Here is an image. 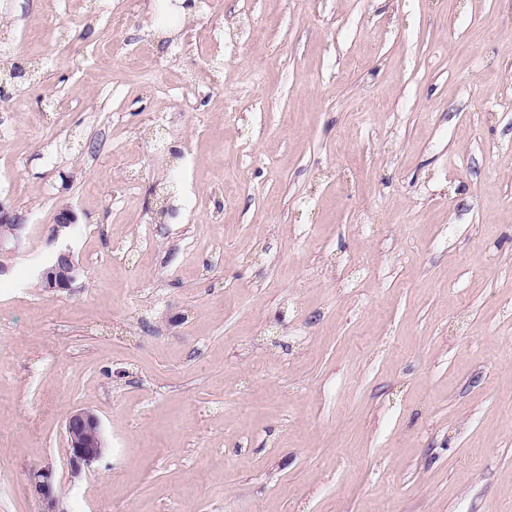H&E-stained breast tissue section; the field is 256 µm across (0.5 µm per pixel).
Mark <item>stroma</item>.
<instances>
[{"label":"stroma","mask_w":512,"mask_h":512,"mask_svg":"<svg viewBox=\"0 0 512 512\" xmlns=\"http://www.w3.org/2000/svg\"><path fill=\"white\" fill-rule=\"evenodd\" d=\"M0 208V512H512V0H0ZM24 221L25 219L21 215L11 214L0 208V224L4 228V232L0 236V252L10 250V244L18 239L26 225ZM81 274L70 250H61L53 262L45 267L39 274L43 288L50 291H61L72 288ZM68 453L73 477L81 475L84 468L100 459L105 450L102 425L90 410L76 409L65 422ZM30 488L43 506L41 512H60L57 497L53 491L52 469L34 468L29 473Z\"/></svg>","instance_id":"obj_1"}]
</instances>
